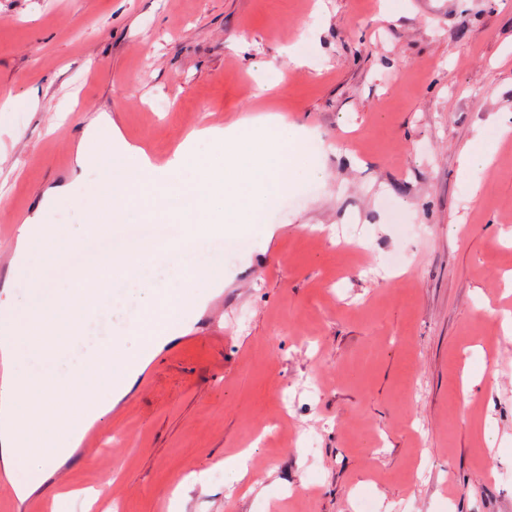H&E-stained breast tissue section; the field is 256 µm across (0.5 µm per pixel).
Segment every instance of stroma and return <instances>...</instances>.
<instances>
[{
  "label": "stroma",
  "instance_id": "obj_1",
  "mask_svg": "<svg viewBox=\"0 0 512 512\" xmlns=\"http://www.w3.org/2000/svg\"><path fill=\"white\" fill-rule=\"evenodd\" d=\"M34 95L0 112V283L26 217L84 223L46 193L99 179L76 165L98 115L158 165L260 114L319 151L273 235L148 270L220 260L224 283L90 427L96 452L50 468L61 498L0 490V512H512V134L478 203L459 171L512 127V0H0V103ZM354 232L368 251L336 252ZM496 148V140L481 141L477 145L467 146L460 157V170L469 173L475 166V159L478 155L483 159H491Z\"/></svg>",
  "mask_w": 512,
  "mask_h": 512
}]
</instances>
